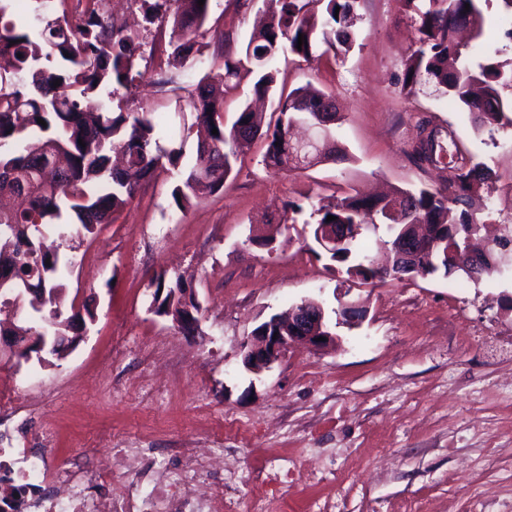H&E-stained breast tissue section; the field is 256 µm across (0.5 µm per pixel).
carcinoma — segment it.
Returning <instances> with one entry per match:
<instances>
[{"mask_svg":"<svg viewBox=\"0 0 512 512\" xmlns=\"http://www.w3.org/2000/svg\"><path fill=\"white\" fill-rule=\"evenodd\" d=\"M8 2L0 0V57H10V69L0 70V196L22 197L19 209L0 208V302H11L10 288H46L48 300L25 322L26 332L49 336L55 347L50 355H65V336L77 324L94 321V309L67 315L60 305L59 280L72 270L74 259L44 249L42 237L53 231L58 238L91 233L100 224L112 222L113 212L135 198L139 181L164 163L179 170L171 191L176 210L192 201L224 190L233 172V160L255 140H262V164L267 169L294 171L288 132L291 121L333 101L332 93L311 84L288 92L276 91L278 51H289L304 59L313 57L319 42L345 49L353 40L348 31L357 0H278L279 11L254 30L244 47L224 54L223 72L204 74L194 90L180 95L183 86L170 89L181 110L189 111L194 124L207 130L208 139L198 143L193 158L185 159L183 146L159 144L152 110L143 105L135 112L113 109L120 90H129L143 57V43L122 34L100 11L98 0H89L81 23L72 25L54 16V0H34L31 16L13 18ZM144 20L172 22L171 56L181 62L201 54L194 35L205 24L210 0H141ZM418 17L416 47L403 61L402 90L413 93L422 81L432 82L458 98L469 113L473 127L512 126V63L489 59L473 68L467 52L456 40L460 29L473 23L482 34L481 5L492 0H403ZM470 9H465V6ZM306 43L297 49L298 36ZM56 59L57 67L46 62ZM244 75L254 76L252 93L275 100V121H265L261 112L243 107L232 124L224 123V90L238 85ZM70 92L59 93L54 86ZM46 125H41L37 119ZM218 134H212V129ZM84 145H79V142ZM491 173L471 156L460 155L452 175L434 188H397L379 198L343 192L314 214L312 228L326 223L384 224L390 232L387 258L381 262L362 246L360 237L336 253H325L339 270L365 285L388 280L448 278L461 271L472 280L499 272L497 262L512 265V252L500 248L512 244V227L493 240L491 259L472 269L464 259L463 241L474 224H483L478 214L486 208L481 189ZM403 199L399 216L386 214L389 203ZM405 224H426L439 236L448 237L419 270L396 268L394 246ZM155 293L162 303L184 291L180 280L155 278ZM25 488L12 486L1 500L11 512H24Z\"/></svg>","mask_w":512,"mask_h":512,"instance_id":"obj_1","label":"carcinoma"}]
</instances>
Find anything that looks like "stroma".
<instances>
[{
	"instance_id": "obj_1",
	"label": "stroma",
	"mask_w": 512,
	"mask_h": 512,
	"mask_svg": "<svg viewBox=\"0 0 512 512\" xmlns=\"http://www.w3.org/2000/svg\"><path fill=\"white\" fill-rule=\"evenodd\" d=\"M129 34L152 40L124 110L149 104L162 144L196 133L160 78L188 85L189 66L169 64L171 27L146 25L131 0H102ZM267 0H211L199 41L206 70L247 42ZM348 52L309 60L279 53L277 82L327 88L341 120L336 141L350 159L291 172L262 163L254 143L223 191L175 211L176 170L160 169L111 223L72 238L77 264L65 302H93L86 339L64 357L16 364L0 356V383L16 407L0 410V480L26 488L27 512H43L55 477L72 475L105 503L143 496L150 483L127 473L119 448H150L157 475L183 469V447L208 457L224 485V512H512V271L469 279L359 285L313 253L309 208L340 191L370 194L438 184L445 172L415 161L422 125L499 175L512 178V128L475 131L434 84L402 91L403 61L418 37L402 0H359ZM483 52L512 59V10L484 11ZM305 211L294 226L288 201ZM272 235L277 250L249 245ZM183 278L201 306L187 336L156 315L151 279ZM321 304L336 336L314 349L292 345L261 375L243 364L254 329L304 300ZM362 318L343 321L344 305ZM43 457L48 480L27 477ZM121 478H108L111 470Z\"/></svg>"
}]
</instances>
